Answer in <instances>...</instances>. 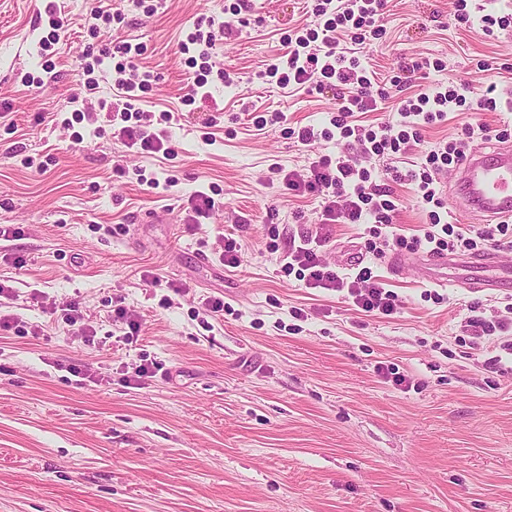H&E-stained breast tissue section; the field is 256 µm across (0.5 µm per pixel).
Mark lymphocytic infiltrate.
<instances>
[{
  "label": "lymphocytic infiltrate",
  "mask_w": 512,
  "mask_h": 512,
  "mask_svg": "<svg viewBox=\"0 0 512 512\" xmlns=\"http://www.w3.org/2000/svg\"><path fill=\"white\" fill-rule=\"evenodd\" d=\"M384 6L385 0H316L312 13L322 20V30L303 27L283 36L281 45L286 62L268 64L265 77L281 88L307 84L319 92L331 89L336 93V110L328 128L319 131L311 126L299 128L297 139L301 144L308 146L337 135L355 139L364 155L391 156L419 147L424 127L445 122L453 108L494 112L502 106L512 112L511 99L500 103L486 93L477 97L469 85L451 81L439 85L433 93L407 97L398 108L396 122L380 123L368 129L355 125V114L377 111L385 95L374 87V71L362 65L358 57L348 56L340 39L347 36L354 44H369L380 32ZM223 31V23L212 17H201L181 40L179 50L187 54L188 63L194 69L185 104H195L197 97L205 95L210 75H217L225 85H232L229 73L216 70L213 61V50ZM143 52L142 45L128 42L96 51L85 50L80 83L85 92L95 93L99 87L98 72L104 61H111L114 93L111 99L98 102L106 125L128 147L168 156L173 152L165 128L169 114L157 115L139 106L156 80L153 73L140 68ZM476 137L505 142L512 139V133L494 132L483 124L467 127L460 138L440 142L427 151L419 168L403 172L390 169L385 181L342 151L318 155L301 170L273 167L272 175L281 179L288 191L297 196L311 194L321 200L318 223L299 226L298 241L289 246L285 256V270L310 286L346 292L363 311L388 316L397 307L396 296L384 282L376 279L370 267L341 275L323 260L320 249L330 241L331 225H368L374 236L369 249L376 257L392 250L461 255L512 250L511 224H451L443 221L440 214L445 201L439 175L456 166L459 158L468 153L470 140ZM403 183L416 185L418 201L427 209L429 218L422 234L409 238L390 230L398 210L395 188Z\"/></svg>",
  "instance_id": "1"
}]
</instances>
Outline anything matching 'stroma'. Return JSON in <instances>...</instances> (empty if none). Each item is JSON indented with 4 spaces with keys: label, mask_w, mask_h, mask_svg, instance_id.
<instances>
[{
    "label": "stroma",
    "mask_w": 512,
    "mask_h": 512,
    "mask_svg": "<svg viewBox=\"0 0 512 512\" xmlns=\"http://www.w3.org/2000/svg\"><path fill=\"white\" fill-rule=\"evenodd\" d=\"M232 3L154 0L147 14L132 0H0V226L21 231L0 239V282L12 292L0 312L16 322L0 330V512H512V359L465 329L475 312L512 323V288L488 295L418 268L392 274L368 253L365 224L334 225L322 256L343 268L363 259L397 294L392 315L284 271L271 233L284 241L315 223L321 202L265 177L335 150L288 130L322 127L336 98L262 77L281 36L313 23L311 0H251L237 15ZM97 4L123 15L97 38L145 46L142 64L159 79L143 107L170 113L174 155L88 138L84 122L64 127L58 111L96 38ZM456 4L388 0L380 38L361 52L387 98L360 126L396 122L401 99L448 80L512 91V26L490 39L454 28ZM209 16L225 25L213 59L234 83L213 81L187 106L178 43ZM54 33L47 73L39 44ZM415 60L430 66L399 81ZM27 74L41 78L38 91ZM275 109L284 123L254 124ZM215 112L208 140L203 121ZM477 123L512 128V112H452L419 149L351 155L409 169ZM199 190L215 208L188 233ZM396 194L397 232L419 234L428 217L415 186ZM226 236L241 245L234 268L215 251ZM181 283L188 295L175 293ZM213 297L225 305L216 315ZM70 301L90 337L66 322ZM118 305L139 317L138 335L116 320ZM141 365L147 376L134 378Z\"/></svg>",
    "instance_id": "obj_1"
}]
</instances>
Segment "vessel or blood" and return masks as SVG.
<instances>
[{
  "label": "vessel or blood",
  "mask_w": 512,
  "mask_h": 512,
  "mask_svg": "<svg viewBox=\"0 0 512 512\" xmlns=\"http://www.w3.org/2000/svg\"><path fill=\"white\" fill-rule=\"evenodd\" d=\"M457 170L453 203L461 218L512 221L511 146L503 145L488 153H468L459 161ZM384 262L397 273L415 266L436 270V280L440 283L446 282L448 268L459 265L468 272L461 285L469 290H496L512 285V267L494 266L484 255L457 260L445 253L391 254Z\"/></svg>",
  "instance_id": "1"
}]
</instances>
